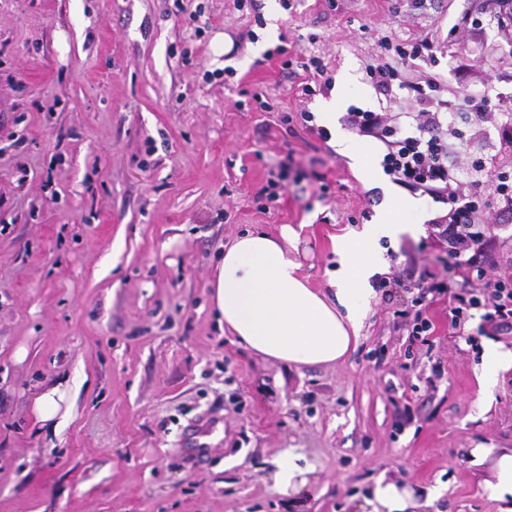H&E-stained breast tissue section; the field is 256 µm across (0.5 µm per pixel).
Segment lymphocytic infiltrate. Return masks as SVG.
Here are the masks:
<instances>
[{"label":"lymphocytic infiltrate","mask_w":512,"mask_h":512,"mask_svg":"<svg viewBox=\"0 0 512 512\" xmlns=\"http://www.w3.org/2000/svg\"><path fill=\"white\" fill-rule=\"evenodd\" d=\"M438 44L429 38L412 49L396 48L387 61L369 67L370 83L381 105L376 109L350 107L344 122L356 135L380 144L381 166L397 186L427 196L440 208L431 219L435 247L448 257L451 268L462 271L456 286L435 270L421 271L419 303L447 296L452 327H460L465 310L482 304L485 320L502 331H512V274L497 269L490 244L499 226L512 222V179L484 183L459 180L448 170L449 114L466 122L492 123L501 141H512V101L496 84L471 97L441 96L442 78L434 74ZM484 203L489 216L473 229L470 214ZM483 280V297L471 292L473 279Z\"/></svg>","instance_id":"1"}]
</instances>
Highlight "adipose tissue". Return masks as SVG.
<instances>
[{"mask_svg": "<svg viewBox=\"0 0 512 512\" xmlns=\"http://www.w3.org/2000/svg\"><path fill=\"white\" fill-rule=\"evenodd\" d=\"M409 207V200H392L375 223L339 243L340 266L329 276L334 290L330 297L310 288L300 276V265L288 252L297 241L290 226H283L276 239L258 228L240 235L225 246L212 284L225 328L241 346L271 362L299 368L343 359L358 339L370 279L383 268L377 240L419 230L418 225L399 221ZM73 407L69 387L61 381L48 386L33 405L45 427L69 416ZM472 454L491 464L492 477L483 486L488 498L512 502V450L496 453L479 446ZM310 471V466L301 465L295 449H284L275 460L274 484L281 492L300 493ZM419 506L413 492L381 476L364 496L360 512H416Z\"/></svg>", "mask_w": 512, "mask_h": 512, "instance_id": "ef3b65f1", "label": "adipose tissue"}]
</instances>
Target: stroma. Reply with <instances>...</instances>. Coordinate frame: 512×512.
Here are the masks:
<instances>
[{"instance_id": "35a3bbf8", "label": "stroma", "mask_w": 512, "mask_h": 512, "mask_svg": "<svg viewBox=\"0 0 512 512\" xmlns=\"http://www.w3.org/2000/svg\"><path fill=\"white\" fill-rule=\"evenodd\" d=\"M274 6L288 52L268 60L255 46ZM486 6L0 0V512H358L382 474L437 489L418 512H501L471 451L512 449V370L491 388L480 380L486 344L512 350V332L493 331L480 307L452 329L444 298L428 309L431 331L396 327L423 267L438 265L427 232L380 238L385 276L332 365L249 352L212 298L225 245L285 224L302 275L327 291L337 244L373 223L393 184L374 140H357L369 179L300 109L377 108L366 68L397 31L439 43L446 95L492 76L512 91V21L450 32ZM300 55L321 58L330 90L298 99L306 74L282 62ZM485 155L512 173V143L448 141L455 170ZM289 157L292 175L325 174L327 192L265 203L258 191ZM61 380L77 399L53 435L33 402ZM210 420L208 456L182 455L184 435ZM287 448L315 466L292 496L273 481Z\"/></svg>"}]
</instances>
